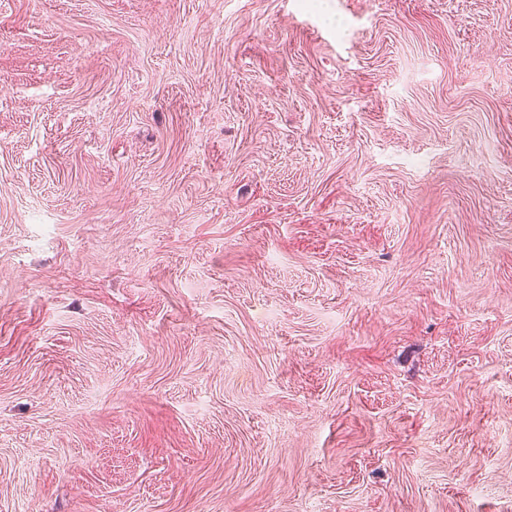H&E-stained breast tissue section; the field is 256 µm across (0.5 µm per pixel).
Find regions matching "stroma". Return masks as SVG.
Segmentation results:
<instances>
[{
    "mask_svg": "<svg viewBox=\"0 0 512 512\" xmlns=\"http://www.w3.org/2000/svg\"><path fill=\"white\" fill-rule=\"evenodd\" d=\"M0 512H512V0H0Z\"/></svg>",
    "mask_w": 512,
    "mask_h": 512,
    "instance_id": "1",
    "label": "stroma"
}]
</instances>
